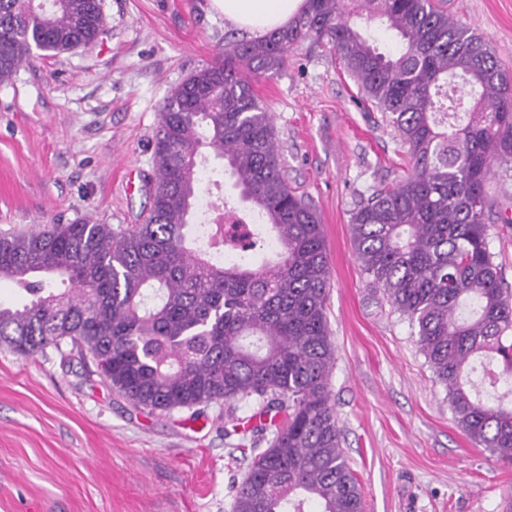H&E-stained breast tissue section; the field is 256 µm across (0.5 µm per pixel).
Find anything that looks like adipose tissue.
<instances>
[{"label":"adipose tissue","instance_id":"adipose-tissue-1","mask_svg":"<svg viewBox=\"0 0 512 512\" xmlns=\"http://www.w3.org/2000/svg\"><path fill=\"white\" fill-rule=\"evenodd\" d=\"M303 0H211L212 8L225 21L254 36L287 26Z\"/></svg>","mask_w":512,"mask_h":512}]
</instances>
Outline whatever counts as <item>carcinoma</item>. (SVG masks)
I'll list each match as a JSON object with an SVG mask.
<instances>
[{
    "label": "carcinoma",
    "mask_w": 512,
    "mask_h": 512,
    "mask_svg": "<svg viewBox=\"0 0 512 512\" xmlns=\"http://www.w3.org/2000/svg\"><path fill=\"white\" fill-rule=\"evenodd\" d=\"M371 28L397 52L379 51ZM103 33L101 0H0V84L37 50L88 48ZM307 40L336 50L412 160L352 213L359 266L416 329L457 425L512 462V289L487 234V183L512 171V87L485 39L435 0H303L283 29L224 38L163 103L141 223L0 232V278L24 298L0 304L1 345L33 355L68 343L152 412L222 402L230 416L240 404L285 414L263 449L264 427L225 433L250 454L233 512H365L331 404L323 224L288 186L253 89ZM205 151L262 220L244 242L222 224L190 234Z\"/></svg>",
    "instance_id": "cac0c4a2"
}]
</instances>
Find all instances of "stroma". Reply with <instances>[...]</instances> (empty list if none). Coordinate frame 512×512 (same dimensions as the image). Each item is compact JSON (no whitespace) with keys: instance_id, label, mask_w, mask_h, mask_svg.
Listing matches in <instances>:
<instances>
[{"instance_id":"obj_1","label":"stroma","mask_w":512,"mask_h":512,"mask_svg":"<svg viewBox=\"0 0 512 512\" xmlns=\"http://www.w3.org/2000/svg\"><path fill=\"white\" fill-rule=\"evenodd\" d=\"M512 78V0H446ZM94 46L33 59L0 84V232L136 224L160 108L231 27L210 0H102ZM288 183L318 211L330 267L332 401L366 512H503L512 464L458 427L409 322L356 260L350 217L410 166L335 51L308 41L253 84ZM490 248L512 286V180H492ZM78 354L0 346V512H231L247 463L225 409L135 407Z\"/></svg>"}]
</instances>
